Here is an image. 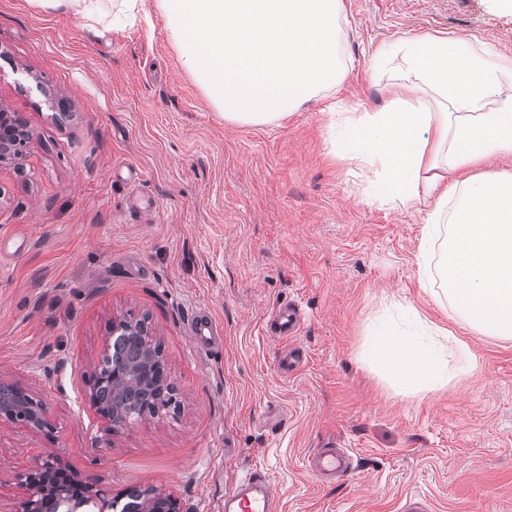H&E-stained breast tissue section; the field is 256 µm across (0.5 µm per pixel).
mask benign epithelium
Listing matches in <instances>:
<instances>
[{"instance_id": "1", "label": "benign epithelium", "mask_w": 512, "mask_h": 512, "mask_svg": "<svg viewBox=\"0 0 512 512\" xmlns=\"http://www.w3.org/2000/svg\"><path fill=\"white\" fill-rule=\"evenodd\" d=\"M29 137L20 131L10 113L0 108V162L7 163L20 156L19 146ZM149 335L134 324L119 320L113 321L110 337L105 341L101 360L112 357V337ZM154 361L148 349H143L140 357L127 365H121L102 376V385L112 390V395L133 397L141 389H155L158 384L152 379ZM86 398L91 409L103 422V430L112 432V426L118 424L122 405L116 400L103 399L98 386L88 383ZM26 410L30 414L29 426L35 431L51 430L46 408L29 394L12 384L0 381V422L16 421L15 413ZM20 478L29 488V494L21 503V512H79L86 505L100 502L109 508L117 497H108L103 489H95L79 480L76 474L60 460L47 457L38 467L20 474ZM137 512H182L179 500L171 495L154 489L141 492Z\"/></svg>"}]
</instances>
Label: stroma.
<instances>
[{"instance_id": "35a3bbf8", "label": "stroma", "mask_w": 512, "mask_h": 512, "mask_svg": "<svg viewBox=\"0 0 512 512\" xmlns=\"http://www.w3.org/2000/svg\"><path fill=\"white\" fill-rule=\"evenodd\" d=\"M344 2L343 82L245 125L182 69L159 14L116 25L0 0V106L31 133L19 165H0V379L42 400L53 427L0 423V512H18L19 473L48 455L112 494L172 493L183 512H220L244 468L277 485L282 512H405L414 498L512 512V341L421 287L433 200H373L329 128L332 107H387L381 52L398 40L475 37L512 57V0ZM392 302L451 331L475 366L427 396L394 394L358 359ZM293 303L299 332L268 336ZM198 309L221 344L195 345ZM126 317L162 343L181 409L107 439L84 391ZM323 448L352 450L354 474L315 476Z\"/></svg>"}]
</instances>
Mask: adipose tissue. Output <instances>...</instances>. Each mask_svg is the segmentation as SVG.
<instances>
[{
  "instance_id": "obj_1",
  "label": "adipose tissue",
  "mask_w": 512,
  "mask_h": 512,
  "mask_svg": "<svg viewBox=\"0 0 512 512\" xmlns=\"http://www.w3.org/2000/svg\"><path fill=\"white\" fill-rule=\"evenodd\" d=\"M395 76L382 112L333 114V151L358 160L376 190L400 206L435 197L417 255L422 287H440L454 316L488 336L512 339V177L455 175L512 155V59L478 40L427 35L385 58ZM452 184L435 190L444 175ZM360 359L396 394L424 396L472 365L468 346L412 306L374 323Z\"/></svg>"
}]
</instances>
